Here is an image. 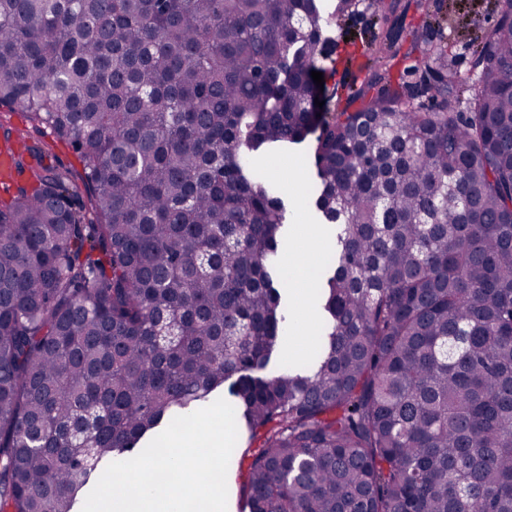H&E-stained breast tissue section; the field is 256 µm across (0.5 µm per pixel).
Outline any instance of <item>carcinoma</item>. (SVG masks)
Masks as SVG:
<instances>
[{"label": "carcinoma", "instance_id": "carcinoma-1", "mask_svg": "<svg viewBox=\"0 0 512 512\" xmlns=\"http://www.w3.org/2000/svg\"><path fill=\"white\" fill-rule=\"evenodd\" d=\"M373 3L320 114L353 0H0V109L40 134L0 123L25 173L0 200V512H74L229 379L248 512H512V0L472 84L429 0ZM307 141L328 329L261 376L288 223L256 158ZM368 1L369 0L360 1L358 9L363 11L365 9V4H367ZM361 13H363V16H357L352 20H348L343 26V34L346 33V37L356 39L358 48L356 49L355 55L348 57L349 55H347L343 49L342 41L340 42V48L336 51V58L341 55L343 60H336V86L338 85V81L346 68L356 70L357 67L365 61L362 53L367 47L366 42H369L370 40V33L367 29L368 20L370 19V11L364 10V12Z\"/></svg>", "mask_w": 512, "mask_h": 512}]
</instances>
